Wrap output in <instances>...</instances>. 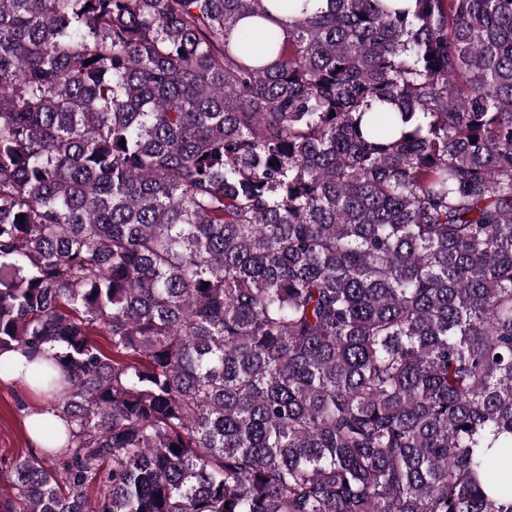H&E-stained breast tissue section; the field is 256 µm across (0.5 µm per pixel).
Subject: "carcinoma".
Listing matches in <instances>:
<instances>
[{
	"instance_id": "cac0c4a2",
	"label": "carcinoma",
	"mask_w": 512,
	"mask_h": 512,
	"mask_svg": "<svg viewBox=\"0 0 512 512\" xmlns=\"http://www.w3.org/2000/svg\"><path fill=\"white\" fill-rule=\"evenodd\" d=\"M16 349L0 512H512V0H0ZM5 356L11 358L15 365L14 372L0 379V497L2 499L10 495V487L5 480L4 471L9 464L20 456L35 454L38 449L33 448L29 442V435L24 424L25 415L33 410L27 417L52 421L56 418L49 404H45L46 397L32 384L28 386L6 381H28L24 376V370L29 366L27 356L21 351L8 352ZM25 410H22L24 409ZM36 408V409H35ZM2 471V474H1ZM4 476V480L1 477Z\"/></svg>"
}]
</instances>
